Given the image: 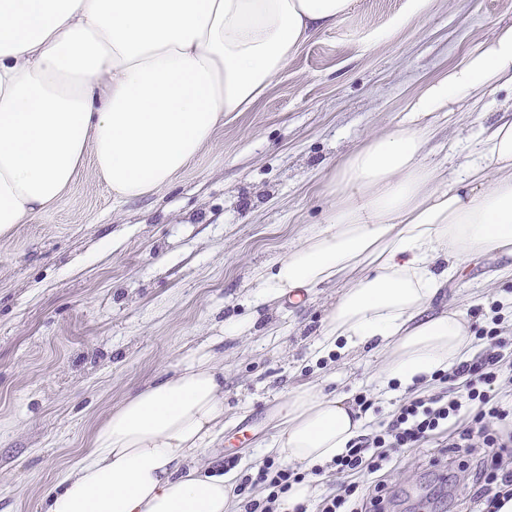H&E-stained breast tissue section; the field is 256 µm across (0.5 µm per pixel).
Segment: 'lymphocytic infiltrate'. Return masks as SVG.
<instances>
[{"label":"lymphocytic infiltrate","mask_w":512,"mask_h":512,"mask_svg":"<svg viewBox=\"0 0 512 512\" xmlns=\"http://www.w3.org/2000/svg\"><path fill=\"white\" fill-rule=\"evenodd\" d=\"M488 345L476 357L458 363L445 379L448 389L443 395L406 400L391 414L387 425L371 435L357 437L333 465L344 481L335 495L325 498L320 512H359L358 486L351 480L359 472L374 474L385 470L395 455L408 448H418L430 437L447 429L449 421L460 419L463 410L473 409L470 426L457 432L449 442L451 453L482 449L483 464L472 482V496L482 512H498L502 499L512 496V469L505 459L512 457V434L503 435L499 421L512 415L496 398L493 388L499 376L502 344L495 330L483 331ZM302 473L268 460L256 470L241 476L235 493L242 512H277L283 495L292 485L301 483ZM264 487L267 495L257 500L255 487Z\"/></svg>","instance_id":"f902f5d3"}]
</instances>
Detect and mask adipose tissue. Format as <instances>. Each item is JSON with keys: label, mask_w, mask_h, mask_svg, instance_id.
<instances>
[{"label": "adipose tissue", "mask_w": 512, "mask_h": 512, "mask_svg": "<svg viewBox=\"0 0 512 512\" xmlns=\"http://www.w3.org/2000/svg\"><path fill=\"white\" fill-rule=\"evenodd\" d=\"M353 2L0 0V234L51 206L88 160L119 199L167 183ZM505 86L512 25L343 161L329 221L254 276L255 305L342 285L321 349L379 350L382 383L405 389L472 354L465 313L430 308L476 258L512 277V113L448 177L424 161L420 119ZM363 423L347 395L303 385L265 451L307 471L343 453ZM223 430L224 368L201 349L112 409L47 490L45 512H230L235 474L201 461Z\"/></svg>", "instance_id": "1"}]
</instances>
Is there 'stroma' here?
I'll return each instance as SVG.
<instances>
[{"mask_svg": "<svg viewBox=\"0 0 512 512\" xmlns=\"http://www.w3.org/2000/svg\"><path fill=\"white\" fill-rule=\"evenodd\" d=\"M406 0H355L336 27L301 46L248 111L230 112L173 179L116 199L85 163L45 212L0 236V512H43V495L90 445L94 428L138 388L224 341V432L208 448L262 464L290 390L306 382L372 406L379 430L408 395L385 396L371 350L318 354L338 288L303 300L253 303L254 271L272 272L309 227L326 223L340 163L370 135L400 124L408 102L443 70L512 25V0H431L404 23ZM512 90L476 107L434 113L426 162L456 167ZM495 261L467 269L442 303L479 300L480 328L504 341L494 385L512 402V279L485 281ZM228 323L241 325L227 335ZM436 443L359 477L360 505L385 483L387 512H478L476 460L450 474Z\"/></svg>", "mask_w": 512, "mask_h": 512, "instance_id": "35a3bbf8", "label": "stroma"}]
</instances>
